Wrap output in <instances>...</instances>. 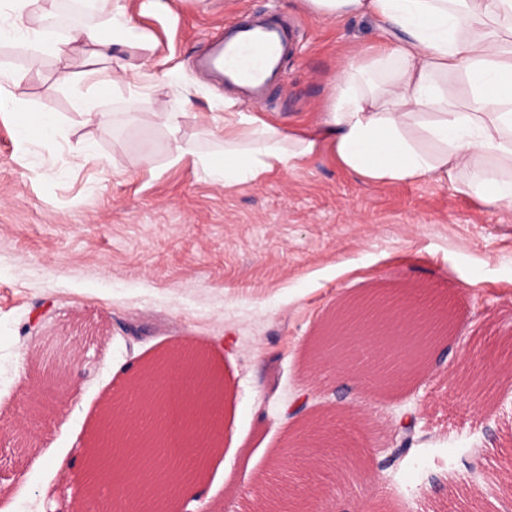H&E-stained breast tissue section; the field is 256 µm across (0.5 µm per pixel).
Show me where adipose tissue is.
<instances>
[{"mask_svg": "<svg viewBox=\"0 0 512 512\" xmlns=\"http://www.w3.org/2000/svg\"><path fill=\"white\" fill-rule=\"evenodd\" d=\"M318 14L369 17L392 40L353 59L336 76L326 112L308 127L271 121L224 103V147L201 154L196 143L176 144L173 162L199 166L231 188L274 169L295 170L331 154L371 182H453L491 208L512 205V0H305ZM100 20L77 25L64 40L49 38L55 0H0V42L34 55L63 57L76 49L99 59L107 42L125 56L112 68L87 70L100 91L145 76L155 63L152 32L134 22L119 0H96ZM35 15L39 27L11 23ZM462 75L470 93L458 100L441 83ZM19 143L55 141L53 115L29 112L5 94Z\"/></svg>", "mask_w": 512, "mask_h": 512, "instance_id": "adipose-tissue-1", "label": "adipose tissue"}]
</instances>
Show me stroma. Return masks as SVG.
Returning a JSON list of instances; mask_svg holds the SVG:
<instances>
[{"label":"stroma","instance_id":"obj_1","mask_svg":"<svg viewBox=\"0 0 512 512\" xmlns=\"http://www.w3.org/2000/svg\"><path fill=\"white\" fill-rule=\"evenodd\" d=\"M157 40L136 90L81 80L85 54L60 60L0 44L9 93L49 112L55 142L18 145L0 115V512H72L103 403L149 361L187 344L223 386V431L201 493L180 512H260L268 474L320 476L321 512H506L512 505V209L454 184L367 183L322 156L232 188L171 164L174 140L221 149L235 98L194 61L226 22L258 12L296 28L284 79L258 110L295 125L325 111L333 79L385 33L368 17L304 0H122ZM112 123L83 124L73 98ZM180 112L177 135L156 113ZM97 156L79 160L84 145ZM375 290L426 297L447 312L429 368L395 390L346 384L333 365L305 372L307 346L336 305ZM491 381L488 410L457 385ZM67 399L48 418L28 404L52 374ZM416 417L392 458L394 424ZM334 415L357 470L320 467L289 436ZM230 470H223V461Z\"/></svg>","mask_w":512,"mask_h":512}]
</instances>
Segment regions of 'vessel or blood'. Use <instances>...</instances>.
<instances>
[{"label":"vessel or blood","instance_id":"obj_1","mask_svg":"<svg viewBox=\"0 0 512 512\" xmlns=\"http://www.w3.org/2000/svg\"><path fill=\"white\" fill-rule=\"evenodd\" d=\"M292 39L290 25L280 16L234 20L209 42L196 65L236 88L244 104L254 105L281 80Z\"/></svg>","mask_w":512,"mask_h":512}]
</instances>
